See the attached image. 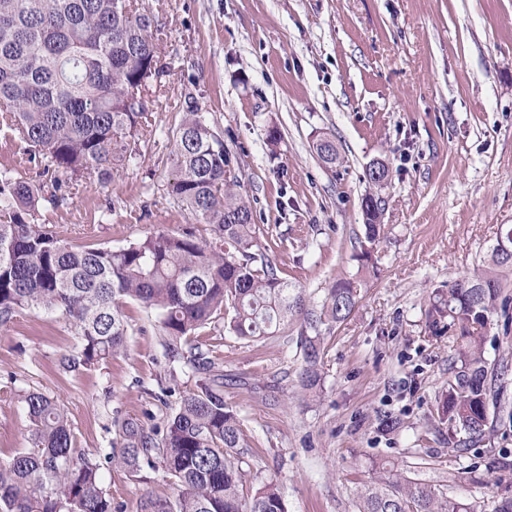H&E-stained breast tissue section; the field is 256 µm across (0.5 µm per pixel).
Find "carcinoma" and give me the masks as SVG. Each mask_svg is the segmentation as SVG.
Returning <instances> with one entry per match:
<instances>
[{"label": "carcinoma", "mask_w": 512, "mask_h": 512, "mask_svg": "<svg viewBox=\"0 0 512 512\" xmlns=\"http://www.w3.org/2000/svg\"><path fill=\"white\" fill-rule=\"evenodd\" d=\"M155 15L138 0H0V132L24 144L39 175L50 182L0 173V325L24 311L60 314L79 338L63 355L65 372L89 369L120 352L128 332L126 300L152 310L168 358L198 379L174 412L145 428L117 423L120 446L104 459L74 447L64 409L39 391L23 402L32 446L0 455V512H114L103 486V463L132 472L162 467L175 497L147 495L137 512H288L279 484L254 473L242 424L224 403V375L201 330L224 322L238 340L286 336L297 326L302 352L299 384L320 388L324 333L345 322L358 302V281L340 278L318 305L280 276L258 244L249 202L232 174L224 138L194 107L178 124L169 160L167 194L213 227L217 241L195 230L151 235L119 249L75 246L36 222L41 207L57 208L70 184L100 180L136 156L151 126L145 92L164 73L156 50ZM322 162L336 163L335 142L316 143ZM359 268L377 273L373 246L382 232L381 200L361 202ZM512 256L493 245L472 277L435 289L424 310L430 337L452 344L448 382L436 400L438 423L448 425L459 451L489 432L506 369L485 356L488 328L512 295ZM376 476L358 491L359 512H484L468 498L374 463Z\"/></svg>", "instance_id": "obj_1"}]
</instances>
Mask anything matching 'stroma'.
<instances>
[{"label":"stroma","instance_id":"35a3bbf8","mask_svg":"<svg viewBox=\"0 0 512 512\" xmlns=\"http://www.w3.org/2000/svg\"><path fill=\"white\" fill-rule=\"evenodd\" d=\"M145 2L165 67L146 96L151 131L111 184L79 178L38 223L76 245L120 248L189 227L214 240L166 192L172 132L194 106L224 136L262 246L317 301L357 273L365 173L384 163L378 272L325 338L319 396L297 385L294 339L229 337L217 352L224 401L252 470L278 481L288 512H359L357 487L381 459L492 512L512 421L495 419L464 454L447 428L431 426L451 350L424 335L423 308L434 289L472 276L499 226L512 224V0ZM325 134L336 141L333 165L315 151ZM125 313L126 348L67 375L56 359L77 338L62 317L26 313L0 326V454L32 445L26 392L59 401L76 447L106 453L119 439L115 420L151 426L194 388L171 374L153 315L134 301ZM386 412L403 420L391 434L377 428ZM101 474L120 512L175 493L160 469L107 464Z\"/></svg>","mask_w":512,"mask_h":512}]
</instances>
